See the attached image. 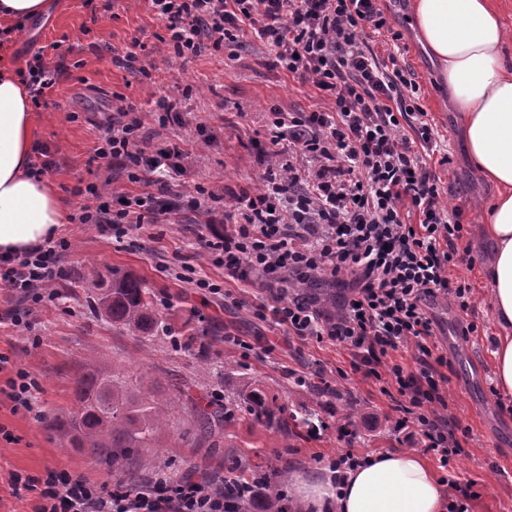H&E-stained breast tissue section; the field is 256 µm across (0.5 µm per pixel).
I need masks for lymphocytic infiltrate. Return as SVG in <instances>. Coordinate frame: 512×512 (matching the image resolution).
Returning a JSON list of instances; mask_svg holds the SVG:
<instances>
[{
  "mask_svg": "<svg viewBox=\"0 0 512 512\" xmlns=\"http://www.w3.org/2000/svg\"><path fill=\"white\" fill-rule=\"evenodd\" d=\"M176 57L232 47L251 32L279 66L328 98L325 110L272 111L262 156L267 168L255 193L236 196L223 231L197 236L207 261L226 279L260 281L255 306L289 337L347 350L352 374L393 387V430L400 444L421 445L447 468L460 444L457 422L442 413L448 360L434 341L430 301L445 298L468 311L472 288L453 279L461 256V208L440 203L441 178L427 162L438 134L420 103L415 72L400 61V33L379 0H150ZM389 35L378 54L366 33ZM143 121L122 106L102 127L97 158L124 166L137 194L118 209L84 206L76 219L115 239L164 206L160 191L182 182L188 152L165 142L140 147ZM66 239L47 240L20 256L0 258V286L39 304L59 272ZM349 277L336 311L305 290L313 276ZM410 353L414 364L397 359ZM0 388L13 411L33 412L39 384L14 354L0 351ZM13 492L38 497L34 512H229L211 481L156 473L150 485L123 490L66 470L11 473Z\"/></svg>",
  "mask_w": 512,
  "mask_h": 512,
  "instance_id": "lymphocytic-infiltrate-1",
  "label": "lymphocytic infiltrate"
}]
</instances>
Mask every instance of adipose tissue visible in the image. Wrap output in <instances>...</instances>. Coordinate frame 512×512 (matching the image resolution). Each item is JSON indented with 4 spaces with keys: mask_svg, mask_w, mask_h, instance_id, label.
<instances>
[{
    "mask_svg": "<svg viewBox=\"0 0 512 512\" xmlns=\"http://www.w3.org/2000/svg\"><path fill=\"white\" fill-rule=\"evenodd\" d=\"M413 23L441 65L460 119L467 156L496 189L484 236L490 305L499 328L496 390L512 398V62L494 0H414ZM34 121L21 80L0 70V254L19 255L55 236L63 206L31 170ZM293 492L312 512H444L445 492L418 453L384 452L347 471L296 474Z\"/></svg>",
    "mask_w": 512,
    "mask_h": 512,
    "instance_id": "obj_1",
    "label": "adipose tissue"
}]
</instances>
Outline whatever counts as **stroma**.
Instances as JSON below:
<instances>
[{
  "label": "stroma",
  "instance_id": "stroma-1",
  "mask_svg": "<svg viewBox=\"0 0 512 512\" xmlns=\"http://www.w3.org/2000/svg\"><path fill=\"white\" fill-rule=\"evenodd\" d=\"M381 6L403 36L404 60L418 75L421 103L439 134L441 152L450 158L438 170L440 202L463 208L458 246L474 260L473 266L461 265L454 271L473 288L468 315H460L442 298L431 306L438 323L437 341L448 358L447 414L468 430L450 474L459 485H474L479 497L472 503L473 512H512V410L500 404L494 390L492 351L498 330L484 278L493 245L480 229L495 190L465 154L448 84L411 23L413 0H381ZM164 35L146 0H54L49 16L28 22L0 46V59L14 68H23L43 51L63 70L45 103L34 111V130L36 149H48L55 162L44 178L66 215L95 205V198L83 192L87 184H101L109 191L139 190L125 171L107 169L95 158L101 144L99 127L112 115L117 94L139 113L146 131L188 147L189 170L178 194L190 199L201 185L216 196L211 213L175 208L134 227L121 242L93 224H63L59 235L70 248L53 284L56 296L34 307L28 326L0 324V350L16 352L38 380L39 406L50 417L73 411L75 376L91 357L122 365L133 377L145 373L164 385L177 380L187 397L176 401L168 425L146 454L156 469L178 476L194 465L208 477L247 466L271 473L285 469L293 475L321 470L322 459L352 447L380 453L398 450L391 430L392 402L379 383L357 376L338 379V370L349 367L341 346L289 343L282 331L254 313L260 285L243 286L225 301L210 302L204 291L176 277L188 260L200 275L223 281V269L209 265L204 256H191L186 227L209 232V218L223 219L235 194L259 187L264 168L257 143L266 137L271 111L309 112L325 107V98L312 84L280 69L270 48L252 34L241 36L240 47L205 52L187 62L172 55ZM135 37L144 46L139 53L146 68L142 75L112 63L114 56L131 50ZM164 97L176 103L182 123L159 127L157 102ZM94 269L143 279L165 330L142 336L112 326L95 312L80 288ZM464 318L478 326L466 338L458 334ZM191 328L198 333L193 347L174 345V337L185 336ZM271 340L276 348L270 352L266 346ZM301 375L307 377V385L296 384ZM321 379L335 382L342 393L341 399L324 403L335 424L347 422L353 414L358 417L352 442L338 440L334 427L314 438L287 439L238 408L215 447L178 442L180 433L191 426L192 406L223 411L226 390L261 387L277 397L288 419L312 405L311 385ZM0 427L14 437L12 443L0 442V512H33L36 503L34 493L13 495L8 485L13 471L35 475L58 467L94 482L117 480L108 469L68 447L45 423L28 413L12 412L10 401L1 395Z\"/></svg>",
  "mask_w": 512,
  "mask_h": 512
}]
</instances>
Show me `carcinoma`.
Segmentation results:
<instances>
[{
  "instance_id": "carcinoma-1",
  "label": "carcinoma",
  "mask_w": 512,
  "mask_h": 512,
  "mask_svg": "<svg viewBox=\"0 0 512 512\" xmlns=\"http://www.w3.org/2000/svg\"><path fill=\"white\" fill-rule=\"evenodd\" d=\"M89 302L113 325L152 332L160 324L153 310L152 293L144 282L133 275H112L111 281L98 271L85 280ZM78 417L47 420L52 430L64 433L68 444L85 453L91 462L101 465L120 477L132 470L147 471L151 462L141 457V449L151 448L169 416V402L160 398L159 386L142 379L130 383L116 367H104L88 360L75 378ZM239 404L262 426L283 427L295 436L307 427L318 411L310 409L294 426L281 418L278 398L260 387L235 392ZM195 428L180 435L183 442L204 446L216 428L228 422L216 414L193 408Z\"/></svg>"
}]
</instances>
